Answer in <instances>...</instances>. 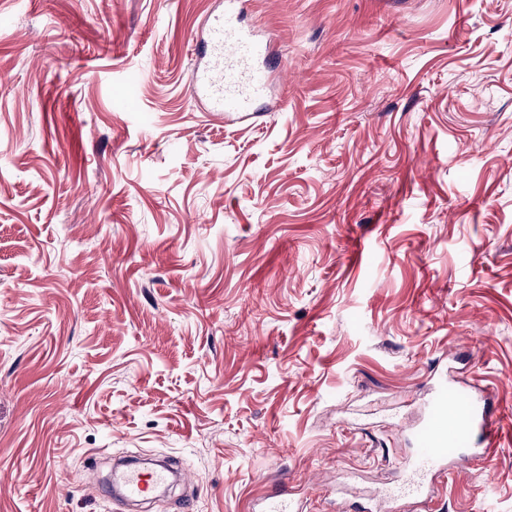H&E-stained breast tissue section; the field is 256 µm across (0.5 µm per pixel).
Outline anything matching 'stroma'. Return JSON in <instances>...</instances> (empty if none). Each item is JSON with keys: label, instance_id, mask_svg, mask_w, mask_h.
Returning a JSON list of instances; mask_svg holds the SVG:
<instances>
[{"label": "stroma", "instance_id": "stroma-1", "mask_svg": "<svg viewBox=\"0 0 512 512\" xmlns=\"http://www.w3.org/2000/svg\"><path fill=\"white\" fill-rule=\"evenodd\" d=\"M220 2L0 0V512H382L437 369L501 437L396 512H512V0H249L228 119ZM243 3L226 0L224 13L208 21L199 43L195 37L199 61L191 74L190 93L206 112H261L257 105L268 85L269 46L241 25ZM167 467L132 468L123 472L118 479L122 495L133 500H147L167 479Z\"/></svg>", "mask_w": 512, "mask_h": 512}]
</instances>
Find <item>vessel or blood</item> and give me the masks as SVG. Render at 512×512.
I'll use <instances>...</instances> for the list:
<instances>
[{
  "label": "vessel or blood",
  "mask_w": 512,
  "mask_h": 512,
  "mask_svg": "<svg viewBox=\"0 0 512 512\" xmlns=\"http://www.w3.org/2000/svg\"><path fill=\"white\" fill-rule=\"evenodd\" d=\"M242 0H225L224 11L208 21L197 45L198 63L190 78L193 102L208 112L227 115L256 111L268 85L269 46L241 25ZM489 408L439 380L432 387L417 448L405 467L400 492L426 497L434 482L446 479L450 462L485 456L496 440L487 431ZM167 479L166 466L132 468L118 479L122 495L146 500Z\"/></svg>",
  "instance_id": "1"
}]
</instances>
